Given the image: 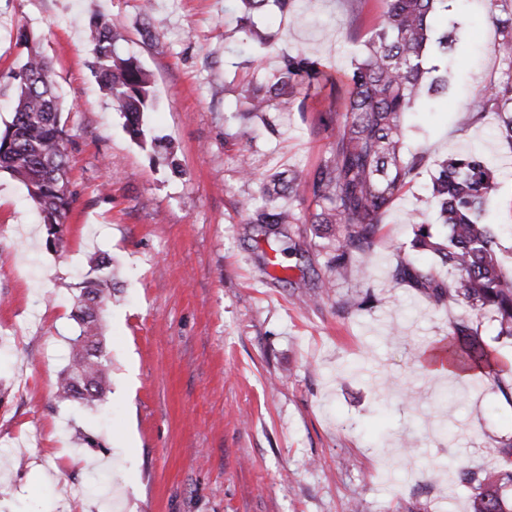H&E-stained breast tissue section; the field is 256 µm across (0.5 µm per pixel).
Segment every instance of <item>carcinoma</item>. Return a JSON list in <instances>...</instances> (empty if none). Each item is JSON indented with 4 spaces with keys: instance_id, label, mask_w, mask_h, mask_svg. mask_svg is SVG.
<instances>
[{
    "instance_id": "cac0c4a2",
    "label": "carcinoma",
    "mask_w": 512,
    "mask_h": 512,
    "mask_svg": "<svg viewBox=\"0 0 512 512\" xmlns=\"http://www.w3.org/2000/svg\"><path fill=\"white\" fill-rule=\"evenodd\" d=\"M239 24L224 30V41L247 42L259 48L272 46L273 35L251 23V15L274 3L281 12L296 0H235ZM385 10L361 40L358 26L351 25L347 39L360 42V52L351 62L348 80L328 75L323 65L301 53L281 58V65L267 78L251 82L242 94L239 111L258 115L287 112L298 97L327 86L343 99V118L328 158L308 184L317 213L314 224L342 227L336 253L328 264L366 278L368 267L354 264L365 254L381 230L382 220L393 201L418 175L423 157L406 154L404 114L412 111L424 94L438 95L445 80L426 67L429 51L448 56L451 39L436 34L432 18L444 0H384ZM501 34L494 51L512 60V14L491 16ZM94 61L92 71L99 88L123 112L131 138L146 142L144 115L154 110L152 76L135 59L116 53L120 34L106 19L90 25ZM18 45L26 50L23 64L7 74L0 94L11 93L12 120L0 130V171L21 181L37 206L46 229V244H64V219L72 203L68 177L66 122L57 92L52 62L39 50L32 32L21 28ZM487 101L497 109L499 138L512 148V85L487 88ZM156 142V138L149 139ZM158 160L172 172L181 171L172 143L162 146ZM431 197L437 208V223L422 212L410 215L411 247L428 253L457 272L450 284L437 283L431 270L416 265L401 249L393 253L392 278L431 288L436 304L453 299L477 312H488L496 323V338L512 341V275L505 272L502 248L493 225L481 222L484 205L498 189L495 172L477 154L451 156L439 164ZM303 182L273 175L261 184L262 196L288 193L298 197ZM287 209L263 207L256 211L257 224H289ZM112 299V278L97 277L82 282L75 295L74 317L80 333L72 339L68 366L56 382L60 402L94 405L107 392L110 359L102 340V313ZM448 353L463 369L496 372L498 360L481 338L479 326L470 321L455 323L448 336ZM461 480L473 494L471 512H512V470L501 474L481 466H466Z\"/></svg>"
}]
</instances>
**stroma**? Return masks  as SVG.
Here are the masks:
<instances>
[{
    "label": "stroma",
    "mask_w": 512,
    "mask_h": 512,
    "mask_svg": "<svg viewBox=\"0 0 512 512\" xmlns=\"http://www.w3.org/2000/svg\"><path fill=\"white\" fill-rule=\"evenodd\" d=\"M382 0H306L267 7L268 51L224 45L227 0H0V76L39 34L69 129L65 248L46 232L25 186L0 172V512H469L456 468L506 471L512 439V345L490 315L434 304L392 279V248L409 246L408 210L431 212L430 177L443 156L478 153L498 192L496 225L512 272V148L493 133L487 86L506 81L492 16L512 0H449L448 94L409 113L419 175L395 200L368 254L372 275L327 263L336 230L315 225L310 194L280 195L293 224H252L260 183L274 173L312 180L336 135L327 92L290 112L242 116L252 79L300 52L335 76L351 67L346 31L366 36ZM109 19L121 55L153 75L152 135L178 148L182 174L153 164L91 71L89 27ZM154 26L155 40L144 30ZM249 155L254 177L239 159ZM109 253L116 288L104 312L111 389L96 409L61 403L57 377L79 333L72 296L87 255ZM354 309L342 311L343 301ZM479 323L503 365L498 376L439 377L418 357L454 322ZM97 438L90 448L85 437Z\"/></svg>",
    "instance_id": "stroma-1"
}]
</instances>
